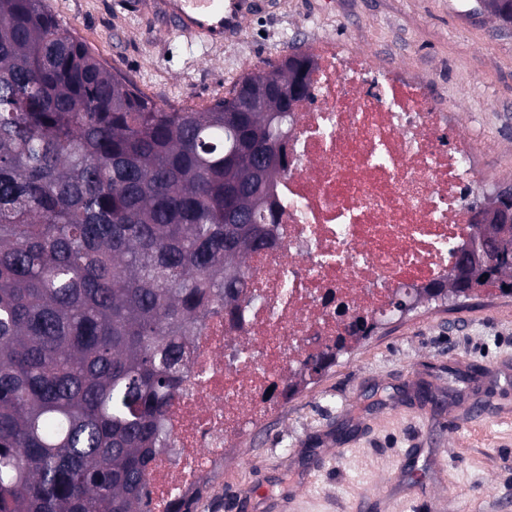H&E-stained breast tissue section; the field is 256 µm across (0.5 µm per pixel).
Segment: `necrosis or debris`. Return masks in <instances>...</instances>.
<instances>
[{
	"instance_id": "necrosis-or-debris-1",
	"label": "necrosis or debris",
	"mask_w": 512,
	"mask_h": 512,
	"mask_svg": "<svg viewBox=\"0 0 512 512\" xmlns=\"http://www.w3.org/2000/svg\"><path fill=\"white\" fill-rule=\"evenodd\" d=\"M312 92L281 144L273 245L249 255V297L206 315L149 470L148 512H181L224 467L231 440L288 398L308 356L382 317L401 293L446 280L476 227L470 138L424 84L324 38Z\"/></svg>"
}]
</instances>
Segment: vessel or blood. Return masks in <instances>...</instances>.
Segmentation results:
<instances>
[{"instance_id":"b4317fda","label":"vessel or blood","mask_w":512,"mask_h":512,"mask_svg":"<svg viewBox=\"0 0 512 512\" xmlns=\"http://www.w3.org/2000/svg\"><path fill=\"white\" fill-rule=\"evenodd\" d=\"M264 0H129L136 12L154 16L164 32L204 48L236 40Z\"/></svg>"}]
</instances>
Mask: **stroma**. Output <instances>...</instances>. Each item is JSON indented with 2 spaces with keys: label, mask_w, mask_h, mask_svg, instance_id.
<instances>
[{
  "label": "stroma",
  "mask_w": 512,
  "mask_h": 512,
  "mask_svg": "<svg viewBox=\"0 0 512 512\" xmlns=\"http://www.w3.org/2000/svg\"><path fill=\"white\" fill-rule=\"evenodd\" d=\"M158 105L205 109L251 68L333 37L423 81L474 139L484 199L512 187V28L479 0H270L239 40L168 36L123 0H45ZM249 490L247 507L237 505ZM209 512H512V294L419 305L233 441Z\"/></svg>",
  "instance_id": "35a3bbf8"
}]
</instances>
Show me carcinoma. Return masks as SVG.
Listing matches in <instances>:
<instances>
[{
	"instance_id": "carcinoma-1",
	"label": "carcinoma",
	"mask_w": 512,
	"mask_h": 512,
	"mask_svg": "<svg viewBox=\"0 0 512 512\" xmlns=\"http://www.w3.org/2000/svg\"><path fill=\"white\" fill-rule=\"evenodd\" d=\"M310 61L164 108L44 0H0V512H143L197 317L273 243ZM483 283L512 294V236Z\"/></svg>"
}]
</instances>
